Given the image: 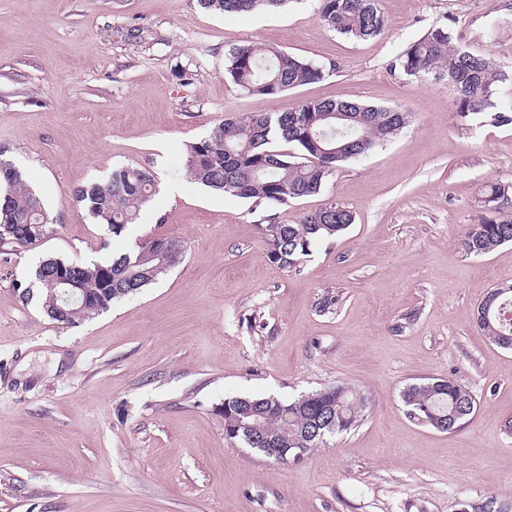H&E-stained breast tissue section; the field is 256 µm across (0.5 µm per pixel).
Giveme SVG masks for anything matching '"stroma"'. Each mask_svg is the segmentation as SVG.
<instances>
[{
    "instance_id": "stroma-1",
    "label": "stroma",
    "mask_w": 512,
    "mask_h": 512,
    "mask_svg": "<svg viewBox=\"0 0 512 512\" xmlns=\"http://www.w3.org/2000/svg\"><path fill=\"white\" fill-rule=\"evenodd\" d=\"M385 31L356 40L317 0L224 16L198 0H0V155L49 217L43 237L0 244V512H463L512 504V350L475 311L512 283V245L459 247L487 183L512 187V124L458 116L454 92L394 68L437 26L512 68V0H379ZM498 27L489 43L484 32ZM322 65L275 97L236 88V45ZM311 98L399 106L411 122L342 166L316 195L241 199L191 181L188 143L230 116ZM136 164L157 192L108 238L73 192ZM333 201L354 224L300 272L267 257L260 227L297 224ZM181 261L140 293L75 325L22 303L49 258L103 261L147 237ZM337 297L332 312L319 304ZM449 376L476 396L454 433L410 417L408 385ZM338 383L363 393L361 424L300 461L224 437L232 397L293 399Z\"/></svg>"
}]
</instances>
